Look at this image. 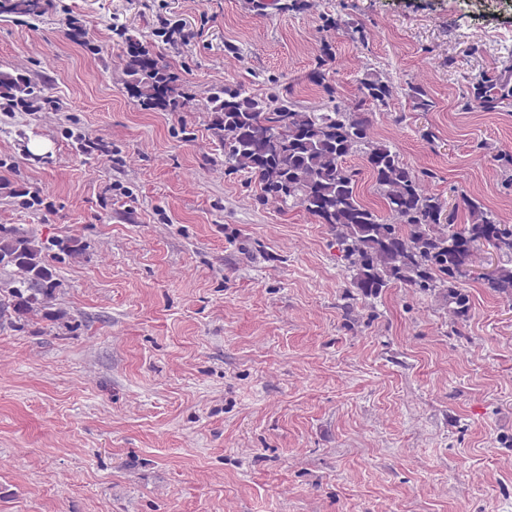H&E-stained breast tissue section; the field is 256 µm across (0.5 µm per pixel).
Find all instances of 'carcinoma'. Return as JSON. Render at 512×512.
Segmentation results:
<instances>
[{
  "label": "carcinoma",
  "instance_id": "carcinoma-1",
  "mask_svg": "<svg viewBox=\"0 0 512 512\" xmlns=\"http://www.w3.org/2000/svg\"><path fill=\"white\" fill-rule=\"evenodd\" d=\"M128 40L132 50L124 73L135 105L148 112L180 111L186 94L178 74L137 36ZM331 60L326 47L312 73L329 91ZM43 91L19 75L0 71V112L17 105L33 112ZM394 92L392 83L370 73L359 81L355 104L306 110L277 90L260 95L224 85L211 93L210 128L224 151V164L257 179L263 199L296 206L329 226L364 296L375 297L400 282L439 291L454 305V314L462 316L467 303L460 281L463 267L475 251L488 247L506 258L487 277L488 287L512 298V228L503 227L496 212L466 194L461 203L470 222L456 228L453 213H445L442 199L424 188L395 145L370 133L365 110L387 106ZM408 96L424 112L432 107L420 85H410ZM511 104L512 62L504 75H483L458 97L463 111L496 112ZM352 156L369 170L386 216L360 198L358 172L347 166ZM54 248L66 255L80 250L75 240L44 241L0 224V270L9 272L0 285L1 326L21 330L38 313L48 320L60 318L49 304L58 286L55 266L48 260Z\"/></svg>",
  "mask_w": 512,
  "mask_h": 512
}]
</instances>
